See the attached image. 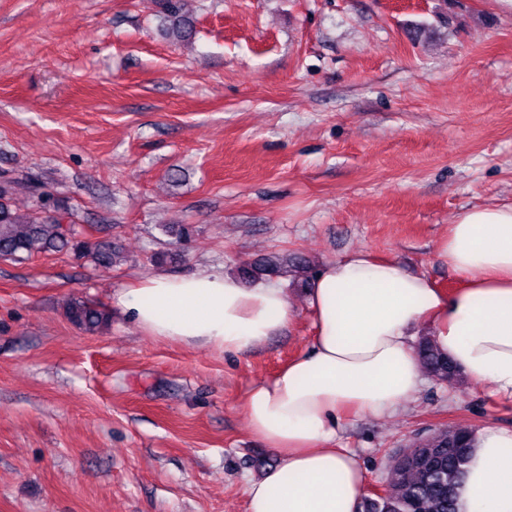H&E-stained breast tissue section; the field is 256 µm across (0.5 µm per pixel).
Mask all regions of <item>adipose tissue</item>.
Returning a JSON list of instances; mask_svg holds the SVG:
<instances>
[{
    "instance_id": "ef3b65f1",
    "label": "adipose tissue",
    "mask_w": 512,
    "mask_h": 512,
    "mask_svg": "<svg viewBox=\"0 0 512 512\" xmlns=\"http://www.w3.org/2000/svg\"><path fill=\"white\" fill-rule=\"evenodd\" d=\"M462 277L444 292L427 274L357 251L324 265L307 290L309 350L254 385L245 402L253 436L277 456L248 486L247 512H357L365 474L337 447L346 416L383 417L422 382L414 331L468 379L512 399V206L465 211L437 247ZM145 333L244 353L291 321L275 285L218 273L148 276L117 297ZM460 512H512V430L474 433Z\"/></svg>"
}]
</instances>
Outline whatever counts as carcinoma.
<instances>
[{
    "label": "carcinoma",
    "mask_w": 512,
    "mask_h": 512,
    "mask_svg": "<svg viewBox=\"0 0 512 512\" xmlns=\"http://www.w3.org/2000/svg\"><path fill=\"white\" fill-rule=\"evenodd\" d=\"M168 36L182 41L191 36L192 22L181 15V0H164ZM36 192L33 186L0 176V258L20 260L38 254L71 251L111 265L119 254L108 240H79L75 229L64 228L65 216L52 209L33 219L13 207L14 196ZM290 271L307 282L313 277L310 263L300 256L289 259ZM66 317L79 328L94 333L110 321L109 311L89 301L69 300ZM423 368L442 382H453L459 370L429 336L416 345ZM472 448V428L445 426L415 439L410 449L391 466L389 492L365 498L362 512H458V488Z\"/></svg>",
    "instance_id": "carcinoma-1"
}]
</instances>
